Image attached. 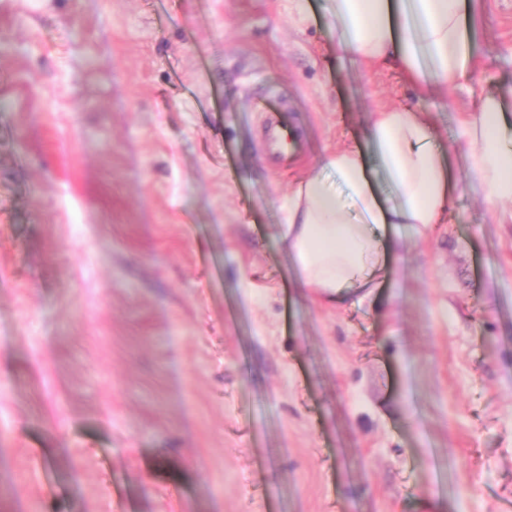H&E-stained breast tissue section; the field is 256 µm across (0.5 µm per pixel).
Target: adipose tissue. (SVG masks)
Returning <instances> with one entry per match:
<instances>
[{
    "label": "adipose tissue",
    "instance_id": "adipose-tissue-1",
    "mask_svg": "<svg viewBox=\"0 0 512 512\" xmlns=\"http://www.w3.org/2000/svg\"><path fill=\"white\" fill-rule=\"evenodd\" d=\"M339 45L371 66L401 69L422 91L465 83L477 61L461 27L464 0H331ZM406 19L394 31L393 10ZM512 115L493 97L481 100L463 122L471 145L470 174L495 213L512 211V138L504 133ZM369 137L396 192L389 208L373 197L360 152L344 147L324 159L361 208L350 221L335 190L316 176L297 189L288 205L282 238L301 284L329 300L364 286L363 275L378 261L376 229L389 224L439 223L453 185L436 149L431 127L418 110L383 108Z\"/></svg>",
    "mask_w": 512,
    "mask_h": 512
}]
</instances>
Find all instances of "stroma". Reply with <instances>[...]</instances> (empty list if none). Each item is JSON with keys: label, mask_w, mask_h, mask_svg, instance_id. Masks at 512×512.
<instances>
[{"label": "stroma", "mask_w": 512, "mask_h": 512, "mask_svg": "<svg viewBox=\"0 0 512 512\" xmlns=\"http://www.w3.org/2000/svg\"><path fill=\"white\" fill-rule=\"evenodd\" d=\"M422 93L331 0H0V512H512V221L465 109L512 111V0ZM409 105L455 187L367 288L299 287V184ZM298 141L268 162L263 128Z\"/></svg>", "instance_id": "35a3bbf8"}]
</instances>
